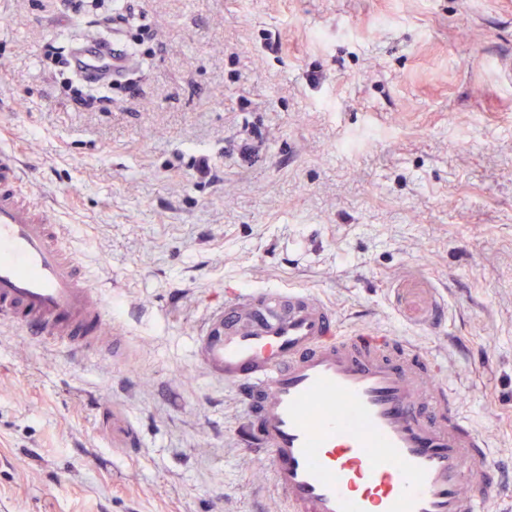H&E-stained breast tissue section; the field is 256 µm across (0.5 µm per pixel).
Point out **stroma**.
Wrapping results in <instances>:
<instances>
[{
  "instance_id": "1",
  "label": "stroma",
  "mask_w": 512,
  "mask_h": 512,
  "mask_svg": "<svg viewBox=\"0 0 512 512\" xmlns=\"http://www.w3.org/2000/svg\"><path fill=\"white\" fill-rule=\"evenodd\" d=\"M132 7L136 90L100 109L40 54L74 17L0 0V142L129 344L0 323V512H286L195 362L228 283L309 287L345 331L417 344L512 458V0Z\"/></svg>"
}]
</instances>
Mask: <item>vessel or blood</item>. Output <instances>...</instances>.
Masks as SVG:
<instances>
[{"label": "vessel or blood", "instance_id": "b4317fda", "mask_svg": "<svg viewBox=\"0 0 512 512\" xmlns=\"http://www.w3.org/2000/svg\"><path fill=\"white\" fill-rule=\"evenodd\" d=\"M120 37L93 69L127 63ZM0 146V322L69 350L111 342L99 289L67 227L21 196ZM198 364L234 388L244 448L267 457L287 512H512V468L460 410L436 361L370 328L341 335L335 308L307 288L224 289L195 340Z\"/></svg>", "mask_w": 512, "mask_h": 512}]
</instances>
